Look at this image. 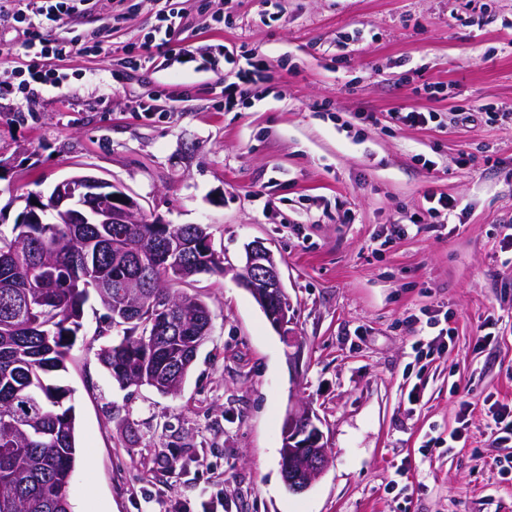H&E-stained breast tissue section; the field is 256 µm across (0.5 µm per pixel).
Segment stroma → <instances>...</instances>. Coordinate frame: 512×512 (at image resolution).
Segmentation results:
<instances>
[{
	"label": "stroma",
	"instance_id": "stroma-1",
	"mask_svg": "<svg viewBox=\"0 0 512 512\" xmlns=\"http://www.w3.org/2000/svg\"><path fill=\"white\" fill-rule=\"evenodd\" d=\"M172 10L169 53L139 68L87 53L53 61L64 89L0 95V231L25 197L89 174L148 221L208 225L227 269L191 287L212 326L174 395L112 380L98 352L122 332L85 304L55 377L76 410L73 512H512L498 468L512 443L494 444L487 416L512 400V0H98L55 34L99 30L120 49ZM185 46L195 59L181 64ZM252 50L268 70L249 66ZM237 80L244 95L225 106L218 89ZM161 89L170 111H138ZM413 109L433 122H396ZM431 192L460 210L428 215ZM255 240L294 308V368L236 280ZM436 311L453 333L417 357L436 332L408 318ZM296 402L330 450L298 494L280 459Z\"/></svg>",
	"mask_w": 512,
	"mask_h": 512
}]
</instances>
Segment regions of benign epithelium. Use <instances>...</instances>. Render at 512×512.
<instances>
[{
  "label": "benign epithelium",
  "mask_w": 512,
  "mask_h": 512,
  "mask_svg": "<svg viewBox=\"0 0 512 512\" xmlns=\"http://www.w3.org/2000/svg\"><path fill=\"white\" fill-rule=\"evenodd\" d=\"M49 204L65 224H134L143 216L136 199L113 187L109 181L85 174L60 181ZM236 278L251 293L288 347L295 348L288 353V359L299 356L301 346L290 329L292 304L278 262L264 242L257 240L247 245L245 264ZM316 421L310 408L297 404L288 409L283 422L282 447L288 455L284 483L293 493L307 490L329 464L327 443Z\"/></svg>",
  "instance_id": "obj_1"
}]
</instances>
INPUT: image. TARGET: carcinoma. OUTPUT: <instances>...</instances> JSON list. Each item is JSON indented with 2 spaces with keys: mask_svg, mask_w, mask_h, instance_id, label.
<instances>
[{
  "mask_svg": "<svg viewBox=\"0 0 512 512\" xmlns=\"http://www.w3.org/2000/svg\"><path fill=\"white\" fill-rule=\"evenodd\" d=\"M40 224H16L0 234V512H72L67 488L76 461L71 390L50 383L65 369L82 327L84 305L95 293L123 339L98 358L120 385L149 386L162 394L184 381L209 336L212 317L197 295L168 288L175 272L155 285L146 311L123 321L114 308L136 293L138 283L162 269L112 261V225L60 224L55 212ZM131 251L146 260L173 250L203 274H224L211 239L198 247L194 224L122 225ZM55 269L39 282L34 271Z\"/></svg>",
  "mask_w": 512,
  "mask_h": 512,
  "instance_id": "cac0c4a2",
  "label": "carcinoma"
}]
</instances>
